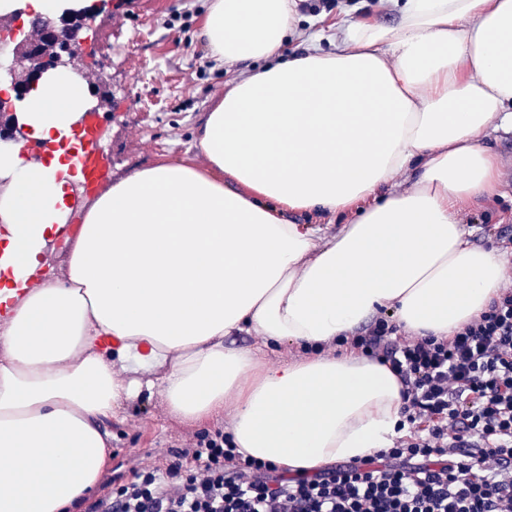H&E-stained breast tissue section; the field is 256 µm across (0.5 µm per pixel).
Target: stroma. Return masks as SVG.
<instances>
[{"label": "stroma", "instance_id": "1", "mask_svg": "<svg viewBox=\"0 0 512 512\" xmlns=\"http://www.w3.org/2000/svg\"><path fill=\"white\" fill-rule=\"evenodd\" d=\"M209 0H102L84 31L86 53L75 59L97 105L99 146L107 157L109 178L169 160L203 165L197 134L204 115L224 97L232 77L210 58L199 36ZM501 155L499 194L464 208L460 220L485 247L512 251V133L497 143ZM223 415L205 426L171 416L160 395L141 394L107 421L112 435L113 468H151L171 448L200 430L223 428Z\"/></svg>", "mask_w": 512, "mask_h": 512}]
</instances>
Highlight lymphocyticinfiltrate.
I'll use <instances>...</instances> for the list:
<instances>
[{
  "label": "lymphocytic infiltrate",
  "instance_id": "f902f5d3",
  "mask_svg": "<svg viewBox=\"0 0 512 512\" xmlns=\"http://www.w3.org/2000/svg\"><path fill=\"white\" fill-rule=\"evenodd\" d=\"M349 345L403 385L407 432L391 448L294 477L203 433L106 479L83 512H512V291L448 338L403 342L380 315Z\"/></svg>",
  "mask_w": 512,
  "mask_h": 512
}]
</instances>
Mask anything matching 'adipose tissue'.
<instances>
[{"mask_svg": "<svg viewBox=\"0 0 512 512\" xmlns=\"http://www.w3.org/2000/svg\"><path fill=\"white\" fill-rule=\"evenodd\" d=\"M392 4L338 20L335 51L313 34L288 54L295 0H210L209 55L247 72L203 118L205 167L136 170L73 226L63 141L94 101L64 69L30 84L0 141V512H71L108 463L105 422L145 391L194 424L228 413L240 454L293 476L388 448L402 384L338 341L384 310L451 336L512 269L459 219L496 193L492 140L512 131V0ZM71 7L99 4L0 0V19ZM272 344L303 353L274 364Z\"/></svg>", "mask_w": 512, "mask_h": 512, "instance_id": "obj_1", "label": "adipose tissue"}]
</instances>
